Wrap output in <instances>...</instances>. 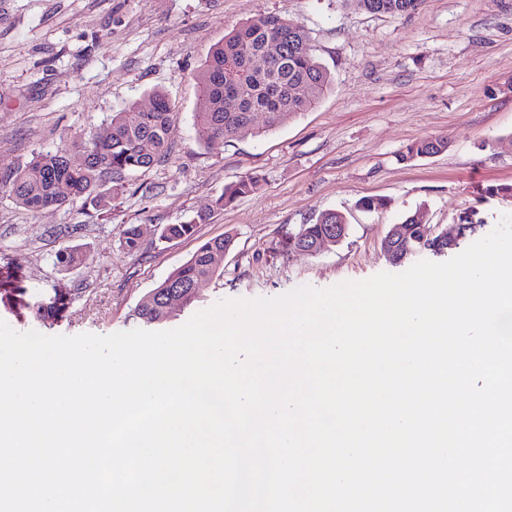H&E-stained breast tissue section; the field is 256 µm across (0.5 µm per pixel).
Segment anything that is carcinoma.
I'll list each match as a JSON object with an SVG mask.
<instances>
[{"mask_svg": "<svg viewBox=\"0 0 512 512\" xmlns=\"http://www.w3.org/2000/svg\"><path fill=\"white\" fill-rule=\"evenodd\" d=\"M354 2L370 14L403 16L415 12L421 0H343ZM275 43L279 58L265 56L267 45ZM195 80L207 107L194 115L198 142L235 138L248 127L253 112L267 114L264 132H272L320 102L331 84L330 73L318 63L304 25L277 15L249 20L214 45L195 74ZM153 108L145 112L139 103H131L112 113L102 132L79 131L52 150L39 151L24 165L0 169V187L7 190L16 206L36 212L49 207L81 203L101 214L112 211V200L124 194L131 177L169 156L171 104L167 95L150 92ZM447 139L431 137L407 146L401 160L428 157L445 151ZM261 186L257 175H247L224 186L212 202L222 210L237 198L252 194ZM209 212L198 213L181 224L162 227L160 238L168 241L190 238ZM346 223L343 213L329 211L313 223L302 224L296 235L315 243L336 224ZM124 245L134 252L141 247L139 226L122 230ZM233 245L225 235L203 242L192 257L174 269L140 301L134 318L147 326L161 325L171 319L161 299L185 293L191 285L212 278L224 253ZM88 253L78 246L62 249L56 256L59 271L66 272L86 264ZM67 297L57 291L36 300L32 314L43 321L65 317Z\"/></svg>", "mask_w": 512, "mask_h": 512, "instance_id": "cac0c4a2", "label": "carcinoma"}]
</instances>
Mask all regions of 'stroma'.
Wrapping results in <instances>:
<instances>
[{
	"instance_id": "35a3bbf8",
	"label": "stroma",
	"mask_w": 512,
	"mask_h": 512,
	"mask_svg": "<svg viewBox=\"0 0 512 512\" xmlns=\"http://www.w3.org/2000/svg\"><path fill=\"white\" fill-rule=\"evenodd\" d=\"M281 15L308 31L331 75L319 104L264 134L200 144L194 75L209 49L243 22ZM153 89L173 104L167 162L138 173L107 214L80 205L37 213L0 189V319L18 332L108 335L137 329L141 298L208 239L232 235L216 277L168 321L185 323L222 299L275 297L300 286L328 288L414 259L389 262L381 241L402 218L452 230L475 210L486 236L512 214V0H423L406 16L374 15L341 0H0V167L25 164ZM448 139L445 152L411 162V142ZM255 174L257 193L211 211L226 184ZM365 197L385 209L358 210ZM194 237L165 241L161 228L200 211ZM328 211L345 213L348 236L317 256L288 237ZM143 230L127 251L125 225ZM77 245L86 265L62 272L57 252ZM64 288L62 321L31 314L42 294Z\"/></svg>"
}]
</instances>
